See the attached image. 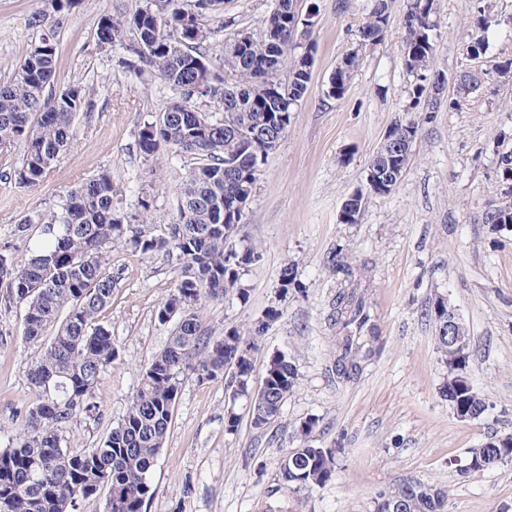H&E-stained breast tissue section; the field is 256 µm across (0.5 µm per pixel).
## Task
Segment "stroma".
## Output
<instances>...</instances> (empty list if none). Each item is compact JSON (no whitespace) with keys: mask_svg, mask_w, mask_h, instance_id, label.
Returning <instances> with one entry per match:
<instances>
[{"mask_svg":"<svg viewBox=\"0 0 512 512\" xmlns=\"http://www.w3.org/2000/svg\"><path fill=\"white\" fill-rule=\"evenodd\" d=\"M317 2L312 33V80L288 133L262 167L234 245L258 247L261 258L242 281L247 302L207 304L213 331L248 327L270 307L281 311L253 358L251 390L263 382L271 355L288 354L298 383L277 421L254 428L248 397L224 383L186 381L175 403L166 445L150 475L153 494L143 512H372L379 494L414 481L444 487L447 512H512V462L461 472L468 449L512 433V231L483 223L487 201L505 189L500 158L512 151V81L499 75L512 59V0H439L434 71L446 78L442 94L414 101L405 66L402 17L407 0H392L383 41L367 50L342 99L328 97L337 63L358 41L372 0ZM144 0H73L55 16V87L82 83L92 108L77 114L73 137L43 182L23 187L0 177V250L24 264L45 236L15 227L32 210L59 204L65 191L102 170L112 173L115 209L171 223L191 157L172 150L146 159L137 148L144 123L174 96L161 79L136 78L121 65L123 46H100L101 17L131 16ZM274 0H224L207 22L208 54L224 55L235 28L261 33ZM39 0H0V82L11 76L42 34L32 16ZM488 20L485 52L465 50L477 21ZM477 74L480 87L456 91L459 76ZM415 116L418 132L408 167L393 190L366 199L357 223L340 211L366 181L367 167L395 123ZM111 305L101 321L118 355L95 392L99 415L78 421L66 435L78 450L94 447L125 414L143 368L167 344L173 323L157 311L172 292L174 259L113 247ZM295 282L281 292V271ZM361 285L381 338L359 376L340 381L334 369L336 327L331 305L339 289ZM455 310L472 336L469 377L487 397V414L457 419L439 388L447 376L424 314L435 299ZM24 307L0 290V446L16 431L15 416L32 400L28 370L39 345L21 335ZM234 408L238 427L224 428ZM316 418L314 446L339 447L336 473L323 487L277 491L278 467L296 447L294 433Z\"/></svg>","mask_w":512,"mask_h":512,"instance_id":"obj_1","label":"stroma"}]
</instances>
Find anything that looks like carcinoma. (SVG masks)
Wrapping results in <instances>:
<instances>
[{"label": "carcinoma", "instance_id": "1", "mask_svg": "<svg viewBox=\"0 0 512 512\" xmlns=\"http://www.w3.org/2000/svg\"><path fill=\"white\" fill-rule=\"evenodd\" d=\"M52 11L36 12L34 24L49 33L30 45L9 80L0 83V144L21 141L25 153L11 176L24 187L42 182L73 135L75 116L92 107L88 87L69 84L53 88L57 44L50 30L52 13L72 0H47ZM162 11L143 6L130 17L104 16L97 28L98 42L112 46L134 34L128 45L131 58L121 61L141 78L157 76L177 94L138 132V147L145 158L173 149L195 160L180 188L173 223L157 230L143 212L125 216L113 206L116 186L102 170L67 191L57 208L25 216L15 231L26 235L40 224L46 244L17 268L0 251V286L24 306L22 336L44 344V351L28 372L33 399L19 416L20 430L0 448V512H76L78 501L107 489L104 512H143L151 497L150 473L166 444L174 405L185 380L226 381L236 394L248 392L253 356L261 348L267 322L280 316L271 307L265 319L247 329L229 327L216 334L202 326L206 303L235 296L245 302L249 290L242 283L245 268L260 259L257 247L240 251L226 247L224 227L242 223L245 212L226 220L211 211L212 203L250 202L258 175L250 162L263 151L273 153L260 136L274 122L275 113L294 107L306 96L311 80L312 50L298 51L299 31L291 28L288 11L293 0H280L260 36L241 48V28L224 43L221 67L203 52L212 36L205 22L208 11L193 0H161ZM438 0H409L403 19L407 71L426 79L434 57ZM388 0H374L359 29V43L334 71L330 98L346 92L362 53L384 38ZM488 22L477 23L467 51L486 47ZM288 66V83L280 80ZM222 99L215 112L193 106L198 99ZM412 141H391L380 147L375 160L406 170ZM485 203V224L512 219V208L496 209ZM122 245L142 255L164 253L176 260L177 280L158 310L164 320L169 308H179L167 346L144 368L138 389L125 415L94 448L71 449L65 433L78 420L98 418L94 401L102 375L118 350L112 333L100 323V314L112 304L115 286L107 267L106 249ZM336 324V376L355 379L362 365L380 347L370 306L359 287L342 288L333 302ZM435 340L448 376L441 395L461 421L485 415L486 397L467 377L469 364H460L448 346L444 312L433 307ZM298 380L297 369L285 353L272 356L262 386L251 395V421L264 428L280 416ZM316 420L297 430L299 446L280 465L279 488L309 491L330 481L336 472L338 448H315L308 437ZM472 470L484 471L512 458V446L500 447L490 439L467 452ZM445 489L408 483L379 505L377 512H445Z\"/></svg>", "mask_w": 512, "mask_h": 512}]
</instances>
